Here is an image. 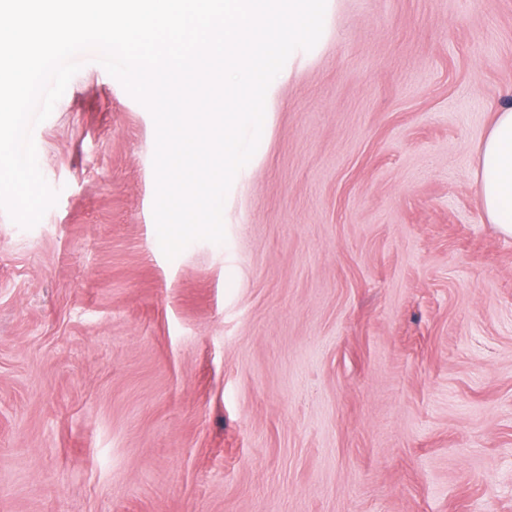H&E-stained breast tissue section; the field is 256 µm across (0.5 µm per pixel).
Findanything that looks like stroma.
<instances>
[{"label": "stroma", "mask_w": 512, "mask_h": 512, "mask_svg": "<svg viewBox=\"0 0 512 512\" xmlns=\"http://www.w3.org/2000/svg\"><path fill=\"white\" fill-rule=\"evenodd\" d=\"M0 211V512H512V235L478 146L512 0H327L226 239L163 254L156 127L95 53Z\"/></svg>", "instance_id": "obj_1"}]
</instances>
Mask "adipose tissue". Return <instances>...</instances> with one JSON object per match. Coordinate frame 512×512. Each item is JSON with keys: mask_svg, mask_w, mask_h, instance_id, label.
Wrapping results in <instances>:
<instances>
[{"mask_svg": "<svg viewBox=\"0 0 512 512\" xmlns=\"http://www.w3.org/2000/svg\"><path fill=\"white\" fill-rule=\"evenodd\" d=\"M474 177L490 223L512 235V106L497 112L481 141Z\"/></svg>", "mask_w": 512, "mask_h": 512, "instance_id": "obj_1", "label": "adipose tissue"}]
</instances>
